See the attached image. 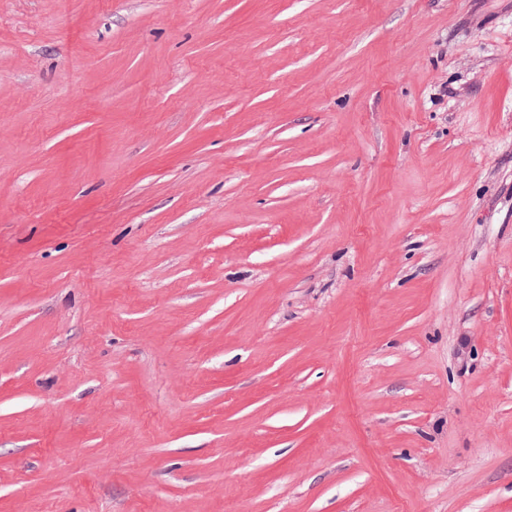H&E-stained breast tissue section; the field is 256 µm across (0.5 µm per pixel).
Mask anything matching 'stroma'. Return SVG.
I'll list each match as a JSON object with an SVG mask.
<instances>
[{"instance_id": "1", "label": "stroma", "mask_w": 512, "mask_h": 512, "mask_svg": "<svg viewBox=\"0 0 512 512\" xmlns=\"http://www.w3.org/2000/svg\"><path fill=\"white\" fill-rule=\"evenodd\" d=\"M0 512H512V0H0Z\"/></svg>"}]
</instances>
